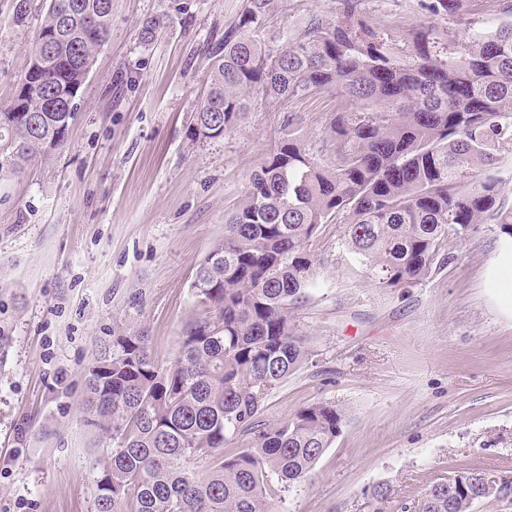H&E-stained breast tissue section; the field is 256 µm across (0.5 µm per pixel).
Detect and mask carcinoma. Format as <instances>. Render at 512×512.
I'll return each mask as SVG.
<instances>
[{
	"instance_id": "obj_1",
	"label": "carcinoma",
	"mask_w": 512,
	"mask_h": 512,
	"mask_svg": "<svg viewBox=\"0 0 512 512\" xmlns=\"http://www.w3.org/2000/svg\"><path fill=\"white\" fill-rule=\"evenodd\" d=\"M34 51L0 103V173L23 174L66 147L78 93L112 32V0H42ZM343 19L318 21L273 53L262 43L271 0H247L238 22L211 37L208 89L190 115L193 140L221 139L250 110L251 94L279 106V136L224 212V238L191 285L201 312L178 359L161 364L142 329L112 337L86 376V422L112 442L96 481L95 512H275L272 481L307 479L341 431L345 411L317 402L268 430L254 420L272 392L313 357L294 312L307 300L324 224L383 288H407L444 263L450 238L485 218L512 239L499 200L502 155L512 151V22L443 44L411 30L404 58L342 0ZM463 0H429L452 16ZM160 20L142 22L150 45ZM342 99L321 136L301 134L292 105L320 93ZM251 441L233 454L229 442ZM206 464L204 472L195 464ZM506 488L476 471L395 504L378 484L370 512H471Z\"/></svg>"
}]
</instances>
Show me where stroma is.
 <instances>
[{"label": "stroma", "instance_id": "1", "mask_svg": "<svg viewBox=\"0 0 512 512\" xmlns=\"http://www.w3.org/2000/svg\"><path fill=\"white\" fill-rule=\"evenodd\" d=\"M246 0H113L112 34L80 92L65 151L48 166L0 178V512H94L95 459L86 425L95 352L130 327L155 357H177L198 314L200 260L224 236V208L278 136L277 107L256 98L240 129L190 140L207 90V40L237 23ZM507 0H464L434 16L421 0H361L389 40L411 29L492 33ZM0 0V98L19 82L40 23L13 24ZM160 18L151 45L142 21ZM341 0H274L264 39L279 48ZM440 270L410 288L380 287L321 229L317 275L296 311L315 357L265 403L260 428L333 401L346 417L307 480L276 512H369L366 492L391 485L413 502L457 471L512 483V299L500 271L512 244L484 219L449 240Z\"/></svg>", "mask_w": 512, "mask_h": 512}]
</instances>
